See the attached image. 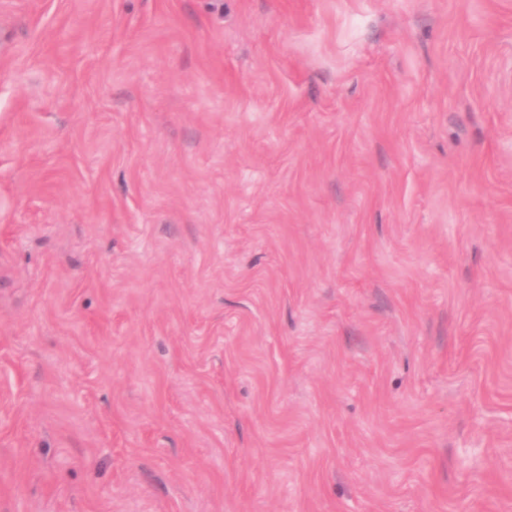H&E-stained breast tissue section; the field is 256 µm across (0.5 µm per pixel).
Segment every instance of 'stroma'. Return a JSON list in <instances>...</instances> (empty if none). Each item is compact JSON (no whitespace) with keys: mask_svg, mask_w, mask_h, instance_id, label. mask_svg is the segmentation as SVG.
<instances>
[{"mask_svg":"<svg viewBox=\"0 0 512 512\" xmlns=\"http://www.w3.org/2000/svg\"><path fill=\"white\" fill-rule=\"evenodd\" d=\"M0 512H512V0H0Z\"/></svg>","mask_w":512,"mask_h":512,"instance_id":"1","label":"stroma"}]
</instances>
